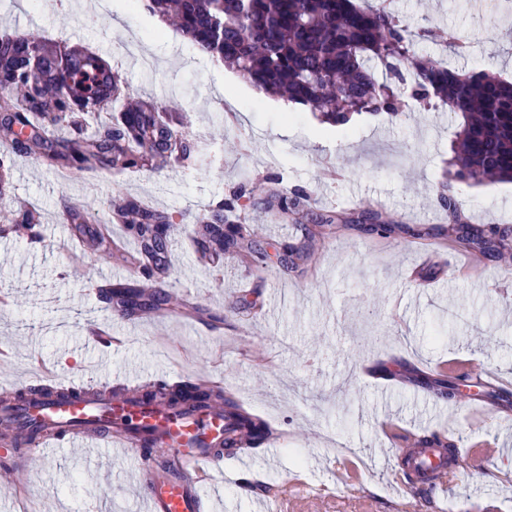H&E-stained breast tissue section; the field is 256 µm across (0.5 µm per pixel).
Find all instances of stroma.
<instances>
[{
  "instance_id": "1",
  "label": "stroma",
  "mask_w": 512,
  "mask_h": 512,
  "mask_svg": "<svg viewBox=\"0 0 512 512\" xmlns=\"http://www.w3.org/2000/svg\"><path fill=\"white\" fill-rule=\"evenodd\" d=\"M0 0V31L23 19L24 34L44 42L63 36L94 44L102 29L109 56L141 51L152 67L122 74L136 100L164 94L168 126L190 144L195 159L181 168L160 165L146 152L139 173L115 182L108 170L93 173V192L64 186L34 153L14 155L12 184L0 191V337L16 338L10 360L0 362V384L29 378L42 359L55 381L96 372L121 380L130 370L148 380L196 379L208 373L245 410L274 426L269 440L224 460V484L210 494L211 512H256L272 486H283L278 512H512V305L497 289L512 278V262L479 256L467 266L469 246L449 237L455 201L468 222L512 229V183H449L455 129L447 113L409 102L403 114L361 113L344 126L320 113L281 111L252 92L236 70L200 52L172 23L135 0H95L79 10H56L50 0ZM410 27L451 29L471 44L452 58L462 70H486L512 81V10L497 0H388ZM278 178L305 195L299 209L279 222L277 201L264 190ZM252 192L244 219L254 230L253 250L266 265L241 255L201 259L195 223L175 225L161 269L169 306L120 315L97 292L111 259L87 245L62 251L75 225H94L121 210L125 200L158 195L165 213L198 215L238 188ZM379 201V219L394 229L382 237L366 231L367 199ZM42 216L39 243L11 228L13 215ZM332 218L331 226L321 221ZM463 268L438 279L442 261ZM426 261L424 279L406 280L403 269ZM294 292L268 320L259 308L276 290ZM126 346L105 353L93 343L102 320ZM477 359L488 375L508 380L507 390L471 384L467 398L441 394L449 360ZM407 428L421 439L495 440L502 452L471 461L463 480L443 492L391 478L381 449V423ZM336 432L349 445L359 473L353 484L320 497L335 458L322 440ZM16 493L32 512H144L145 500L124 459L97 473L67 450L30 457L0 493Z\"/></svg>"
}]
</instances>
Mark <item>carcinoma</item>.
Listing matches in <instances>:
<instances>
[{"mask_svg": "<svg viewBox=\"0 0 512 512\" xmlns=\"http://www.w3.org/2000/svg\"><path fill=\"white\" fill-rule=\"evenodd\" d=\"M147 7L175 18L183 35L198 50L224 62L266 93L284 95L304 108L319 112L336 126L356 112H403L392 80L401 68L414 74V96L458 117L448 175L472 184L491 179L512 180V82L484 70H455L445 62L414 52L415 34L386 7L362 8L354 0H148ZM463 54L469 44L452 32L429 31ZM35 42L24 36L0 40V63L22 68V60ZM47 60L39 86L31 90L22 79L13 81L0 99V124L14 136L20 152L37 149L42 162L86 172L97 164L135 169L142 151L156 142L148 133L160 132L153 112L127 110L97 127L86 138L81 125H71L72 139L64 151L54 146L49 130L61 122L59 111L86 112L103 104L104 89H118L119 78L106 77L109 64L99 56L77 51L58 68L50 50L40 45ZM243 194L234 192L211 204L198 223L199 244L216 254L238 249L251 237L250 228L229 214L242 210ZM136 217L125 224L128 234L148 253L169 243L170 217L128 204ZM453 230L484 255L508 246L493 227L472 233L465 220ZM108 294L124 307L140 305L138 286L117 284ZM146 401L167 408L189 403L198 410L222 407L234 430L258 445L268 427L244 412L220 385L198 383L187 387L161 384L144 394Z\"/></svg>", "mask_w": 512, "mask_h": 512, "instance_id": "cac0c4a2", "label": "carcinoma"}]
</instances>
